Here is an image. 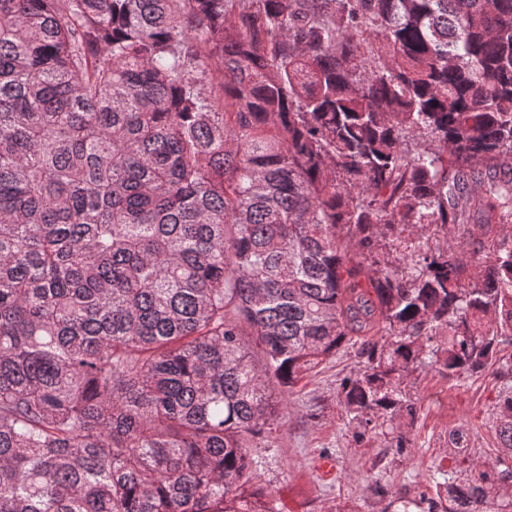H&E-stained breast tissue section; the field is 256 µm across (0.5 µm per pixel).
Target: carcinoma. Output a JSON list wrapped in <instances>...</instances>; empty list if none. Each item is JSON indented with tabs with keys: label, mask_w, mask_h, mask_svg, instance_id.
<instances>
[{
	"label": "carcinoma",
	"mask_w": 512,
	"mask_h": 512,
	"mask_svg": "<svg viewBox=\"0 0 512 512\" xmlns=\"http://www.w3.org/2000/svg\"><path fill=\"white\" fill-rule=\"evenodd\" d=\"M507 344L512 0H0V512H274L247 449L347 345L399 452L410 373L493 371L420 502L512 512Z\"/></svg>",
	"instance_id": "obj_1"
}]
</instances>
